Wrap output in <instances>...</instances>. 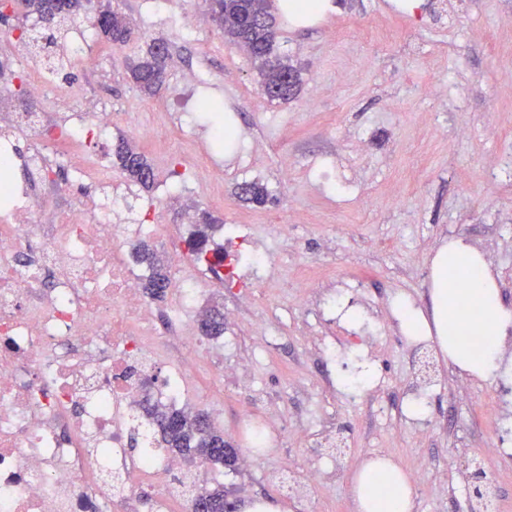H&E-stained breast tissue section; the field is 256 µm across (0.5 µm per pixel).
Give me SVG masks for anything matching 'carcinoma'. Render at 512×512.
I'll list each match as a JSON object with an SVG mask.
<instances>
[{"instance_id": "cac0c4a2", "label": "carcinoma", "mask_w": 512, "mask_h": 512, "mask_svg": "<svg viewBox=\"0 0 512 512\" xmlns=\"http://www.w3.org/2000/svg\"><path fill=\"white\" fill-rule=\"evenodd\" d=\"M20 3L28 16L35 18L31 26H24L21 35L31 38L41 51L54 47L65 39L76 24V16L83 0H71L73 8L65 11L57 7V0H0V18H9L8 12ZM271 0H210L213 21L224 32L228 42L243 49L256 71L257 82L271 101L286 102L300 91V71L288 57L280 54L275 46V17L271 11ZM106 10L111 21L101 24L98 14ZM90 19L96 32L112 47L123 46L132 34L125 17L112 9V3L99 4L93 9ZM134 82L148 95L161 89L165 80V61L157 57L153 44H148L141 60L131 68ZM115 155L122 170L136 186L149 189L154 183L151 164L144 154L138 152L127 141H121ZM239 197L248 203L262 205L267 201L268 191L263 185L251 182L241 185ZM214 224L208 214H203L202 223L194 226L184 240L185 250L197 262L204 263L219 279L224 280V246L215 243L212 231ZM138 260L146 264L150 275L143 288L147 294L161 300L166 296L169 274L157 253L145 241L135 245ZM146 415L154 425L153 436L146 437L140 454L150 455L155 448H164L182 456L220 464L235 470L224 449L230 447L224 440V432L214 426L208 413L190 412L163 406H148ZM178 485L188 493L193 505L202 504L211 512H224L228 492L224 486H207L199 483L191 471L177 478Z\"/></svg>"}]
</instances>
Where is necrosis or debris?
Here are the masks:
<instances>
[{
	"instance_id": "necrosis-or-debris-1",
	"label": "necrosis or debris",
	"mask_w": 512,
	"mask_h": 512,
	"mask_svg": "<svg viewBox=\"0 0 512 512\" xmlns=\"http://www.w3.org/2000/svg\"><path fill=\"white\" fill-rule=\"evenodd\" d=\"M21 77L28 98L0 102V512H140L146 488L160 512H192L172 480L178 455L124 461L109 475L104 468L147 401L143 377L162 360L171 366L156 399L180 406L201 356L184 334L200 290L179 268L170 281L175 304L160 314L145 300L130 256L146 228L113 223L121 196L46 215L36 208L33 189L58 169L91 184L111 176V161L82 150L87 128L110 134L111 114L75 115L51 153L33 154L30 186L13 181L7 141L51 118L43 110L47 72L26 65ZM48 269L56 274L49 288ZM159 314L170 341L182 345L177 358L158 344ZM136 366L142 378L131 376Z\"/></svg>"
}]
</instances>
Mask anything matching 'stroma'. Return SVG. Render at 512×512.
<instances>
[{
	"instance_id": "obj_1",
	"label": "stroma",
	"mask_w": 512,
	"mask_h": 512,
	"mask_svg": "<svg viewBox=\"0 0 512 512\" xmlns=\"http://www.w3.org/2000/svg\"><path fill=\"white\" fill-rule=\"evenodd\" d=\"M319 15L297 21L274 6L277 44L301 70L300 92L269 101L245 52L212 21L207 0H112L134 37L104 56L99 39L85 46L97 67L67 71L69 110L111 113L103 140L88 134L87 153L114 151L119 140L137 142L155 171L150 190H128L120 168L111 183L89 186L61 173L43 202L58 209L88 197L126 196L121 224H178L186 210L225 225L249 227L252 244L273 252L277 276L256 281L244 270L226 289L190 256L182 265L202 290L190 313L231 312L224 333L207 337V351L184 396L186 407L209 413L225 440L250 454L239 416L242 406L265 413L269 448L259 461L229 471L191 463L208 484L236 489L242 503L265 498L281 512H355L350 478L367 458L391 457L406 472L423 470L411 512H467L469 472L481 469L498 492L499 512H512V457L489 454L496 439L489 409L512 424V373L483 381L434 355L431 392L408 405L406 391L420 385L417 363L396 313L397 303L429 311L432 258L461 239L497 257L489 269L503 303L512 308V0H325ZM191 18L194 38H182L172 20ZM22 14L0 21V96L23 98L20 68L11 52ZM170 49L167 84L145 95L128 66L147 42ZM193 74L197 85L186 84ZM222 102L247 145L248 160L205 164L214 134L192 111L195 129L175 125L184 95ZM69 110L56 114L57 125ZM143 126L162 128L160 143L137 141ZM293 163L287 184L277 181L282 157ZM335 176H320L321 164ZM258 181L269 196L257 206L236 194ZM179 186L170 194L169 186ZM292 224L290 239L277 226ZM368 273L360 305L338 307V319L318 314L320 299ZM342 434L343 449L325 445ZM336 461L335 485L314 498L291 490L317 459Z\"/></svg>"
}]
</instances>
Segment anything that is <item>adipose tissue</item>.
<instances>
[{
	"instance_id": "adipose-tissue-1",
	"label": "adipose tissue",
	"mask_w": 512,
	"mask_h": 512,
	"mask_svg": "<svg viewBox=\"0 0 512 512\" xmlns=\"http://www.w3.org/2000/svg\"><path fill=\"white\" fill-rule=\"evenodd\" d=\"M433 274L431 311H402L406 329L435 333L453 363L476 378H495L502 366L500 341L512 334V309L502 303L485 263L464 241L454 240L438 251ZM477 328L490 336L488 347L472 341ZM351 494L357 512H410L413 489L402 466L384 459L354 472Z\"/></svg>"
}]
</instances>
